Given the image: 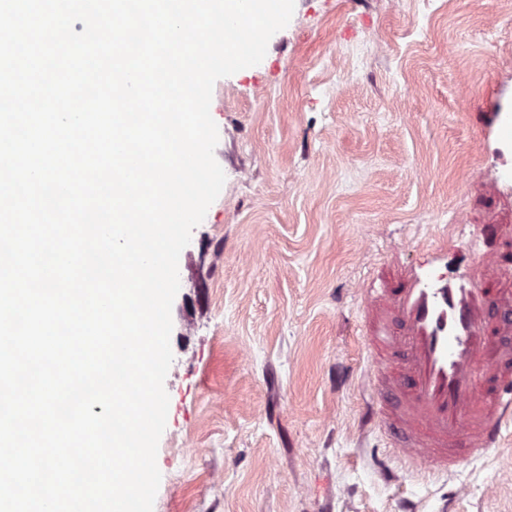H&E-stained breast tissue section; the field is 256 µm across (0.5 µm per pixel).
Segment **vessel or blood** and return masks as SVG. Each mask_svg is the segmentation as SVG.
<instances>
[{
  "label": "vessel or blood",
  "instance_id": "obj_1",
  "mask_svg": "<svg viewBox=\"0 0 512 512\" xmlns=\"http://www.w3.org/2000/svg\"><path fill=\"white\" fill-rule=\"evenodd\" d=\"M461 271L403 266L364 291L371 408L394 458L436 473L500 447L512 427V226L484 224Z\"/></svg>",
  "mask_w": 512,
  "mask_h": 512
}]
</instances>
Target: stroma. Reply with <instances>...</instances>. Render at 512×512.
Wrapping results in <instances>:
<instances>
[{
    "label": "stroma",
    "instance_id": "35a3bbf8",
    "mask_svg": "<svg viewBox=\"0 0 512 512\" xmlns=\"http://www.w3.org/2000/svg\"><path fill=\"white\" fill-rule=\"evenodd\" d=\"M512 0H295L219 79L226 180L179 257L153 512H512V433L426 480L380 465L364 290L511 224Z\"/></svg>",
    "mask_w": 512,
    "mask_h": 512
}]
</instances>
